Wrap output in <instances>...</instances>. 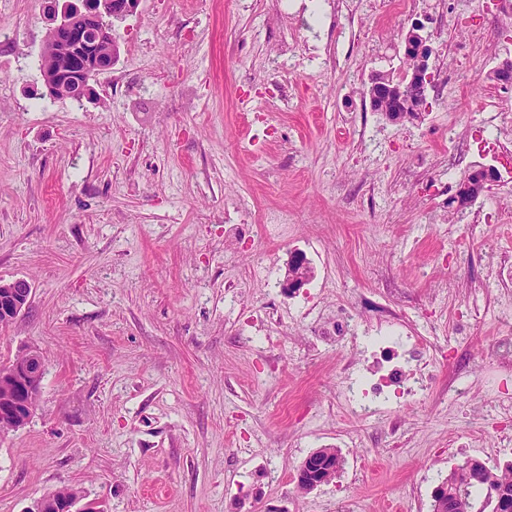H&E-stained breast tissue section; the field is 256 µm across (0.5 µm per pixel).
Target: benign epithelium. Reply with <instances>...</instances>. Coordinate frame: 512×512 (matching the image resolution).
<instances>
[{"mask_svg": "<svg viewBox=\"0 0 512 512\" xmlns=\"http://www.w3.org/2000/svg\"><path fill=\"white\" fill-rule=\"evenodd\" d=\"M134 8L133 0H51L49 13L55 26L53 35L56 51L49 63L63 65L71 50L79 47L87 32L94 33L89 43L92 53L85 55L83 68L76 72H63L57 78L43 76L45 93L51 97L68 92L66 84L82 82L100 74L96 67V58L112 54L116 39L112 27L104 22L107 16H121ZM429 36L424 34V25L416 23L409 30L404 42L403 75L400 80L386 82V102L396 112V118L402 119L408 112H424L427 108V96L416 99L406 97L405 85L409 83L428 85L430 79L429 59L432 48L428 45ZM30 285L24 280H15L0 284V299L5 304L4 311L16 317L29 306ZM43 378L42 359L37 353H27L17 357L7 370L0 373V426L6 430H15L30 419L31 401L39 395ZM308 471L304 480H296V487L303 491H312L329 485L337 478L336 460L327 450L321 454L313 451L304 464ZM82 496L76 494L59 500L46 496L34 502L27 512H93L89 506L81 507ZM435 506L440 512H470L469 501L464 497L448 500V489L438 486L434 491Z\"/></svg>", "mask_w": 512, "mask_h": 512, "instance_id": "benign-epithelium-1", "label": "benign epithelium"}]
</instances>
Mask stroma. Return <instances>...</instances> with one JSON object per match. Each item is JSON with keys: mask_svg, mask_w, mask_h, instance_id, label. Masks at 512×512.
<instances>
[{"mask_svg": "<svg viewBox=\"0 0 512 512\" xmlns=\"http://www.w3.org/2000/svg\"><path fill=\"white\" fill-rule=\"evenodd\" d=\"M44 0H0V282L31 286L0 327V360L40 353L29 422L0 433V512L80 490L100 512H429L467 460H512V366L495 352L506 289L487 258L512 252V198L469 224L419 190L456 194L478 156L456 160L490 103L512 41L486 0H138L111 25L120 47L90 98L35 96L50 28ZM354 12V26L342 17ZM424 21L436 80L463 86L418 118L370 106ZM295 62L274 98L282 51ZM251 108L241 109L240 100ZM367 128L378 146L364 153ZM246 208L224 239V208ZM287 213L285 236L261 225ZM313 246L317 322L288 308L291 248ZM399 305L433 350L427 397L363 420L338 392L360 351L325 324L359 326ZM234 313H227V306ZM469 380L450 399V378ZM339 447L334 483L299 492L304 459Z\"/></svg>", "mask_w": 512, "mask_h": 512, "instance_id": "stroma-1", "label": "stroma"}]
</instances>
